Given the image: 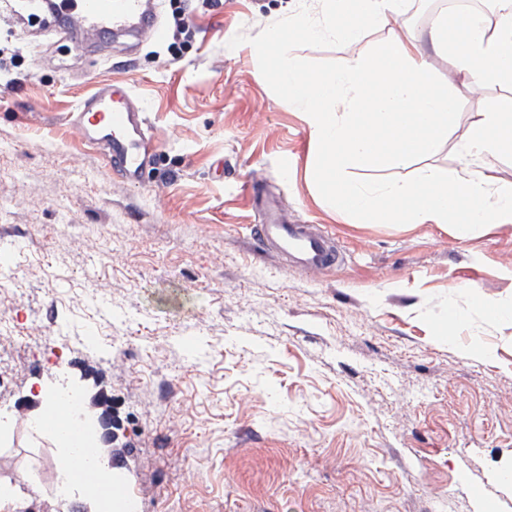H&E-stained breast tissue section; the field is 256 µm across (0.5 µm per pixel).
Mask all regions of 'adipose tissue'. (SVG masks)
Wrapping results in <instances>:
<instances>
[{
	"label": "adipose tissue",
	"instance_id": "1",
	"mask_svg": "<svg viewBox=\"0 0 512 512\" xmlns=\"http://www.w3.org/2000/svg\"><path fill=\"white\" fill-rule=\"evenodd\" d=\"M407 9L408 0H324L320 20L299 12L266 33L271 75L317 144L311 174L341 213L392 224H511L512 182L487 174L493 162L512 158L511 95L467 127L462 171L428 165L410 182L380 172L433 153L457 124L461 90L512 86V0H499L490 26L472 16L437 19L434 44L455 61L457 86H441L423 53L397 35L376 56L327 74L305 71L292 53L294 38L353 41L363 29L399 23Z\"/></svg>",
	"mask_w": 512,
	"mask_h": 512
}]
</instances>
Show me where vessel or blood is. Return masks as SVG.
Returning <instances> with one entry per match:
<instances>
[{"label": "vessel or blood", "mask_w": 512, "mask_h": 512, "mask_svg": "<svg viewBox=\"0 0 512 512\" xmlns=\"http://www.w3.org/2000/svg\"><path fill=\"white\" fill-rule=\"evenodd\" d=\"M50 14L60 39L85 47L97 44L103 34L125 30L154 39L163 35L155 0H55ZM69 123L82 143L103 150L113 174L128 184L139 183L152 156L153 140L146 115L128 86H97L71 112ZM256 239L312 272L339 259L322 233L307 224L287 223L272 210L258 224ZM68 413V405L50 403L46 424L84 450L80 426Z\"/></svg>", "instance_id": "b4317fda"}]
</instances>
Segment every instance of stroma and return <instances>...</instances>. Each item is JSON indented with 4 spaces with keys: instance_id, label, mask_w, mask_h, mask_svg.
Instances as JSON below:
<instances>
[{
    "instance_id": "35a3bbf8",
    "label": "stroma",
    "mask_w": 512,
    "mask_h": 512,
    "mask_svg": "<svg viewBox=\"0 0 512 512\" xmlns=\"http://www.w3.org/2000/svg\"><path fill=\"white\" fill-rule=\"evenodd\" d=\"M190 38L173 41L174 9ZM320 0H160L163 40L103 49L58 42L0 0V512H76L29 490L20 449L54 434L16 423L43 393L105 396L122 496L138 512H512V224H387L331 209L310 178L316 143L260 45ZM436 12L396 33L439 79ZM296 39L325 74L392 33ZM128 84L155 156L143 182L112 174L68 115L96 85ZM491 87L459 99L428 164L462 169L457 144ZM259 195L314 224L340 255L313 273L255 240ZM51 348L25 363L20 337Z\"/></svg>"
}]
</instances>
